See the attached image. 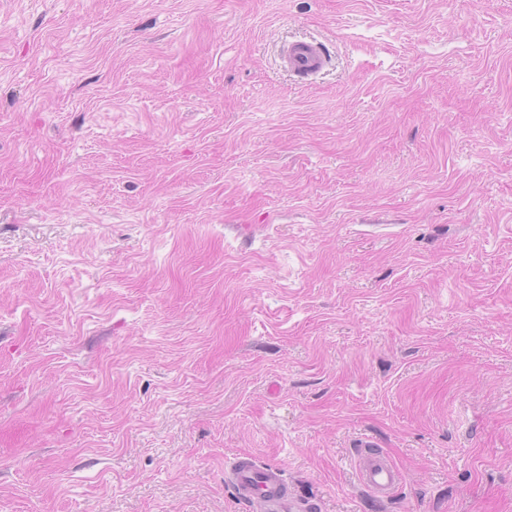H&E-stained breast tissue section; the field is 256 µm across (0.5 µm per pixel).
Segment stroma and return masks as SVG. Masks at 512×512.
I'll return each instance as SVG.
<instances>
[{
  "instance_id": "1",
  "label": "stroma",
  "mask_w": 512,
  "mask_h": 512,
  "mask_svg": "<svg viewBox=\"0 0 512 512\" xmlns=\"http://www.w3.org/2000/svg\"><path fill=\"white\" fill-rule=\"evenodd\" d=\"M237 454L512 512V0H0V512H250ZM284 67L302 81L316 76L328 66L324 45L316 40H296L283 48ZM358 478L364 489L383 500L400 485V470L380 452L361 450L356 462Z\"/></svg>"
}]
</instances>
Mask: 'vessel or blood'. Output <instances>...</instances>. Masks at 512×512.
<instances>
[{
    "mask_svg": "<svg viewBox=\"0 0 512 512\" xmlns=\"http://www.w3.org/2000/svg\"><path fill=\"white\" fill-rule=\"evenodd\" d=\"M282 61L289 72L303 81L328 65L324 46L316 40L289 42L283 49ZM356 467L361 485L380 500L388 498L402 481L400 470L380 452H360ZM225 475L238 498L248 503L253 512H305L294 488L275 464L259 462L249 454L237 455L227 461Z\"/></svg>",
    "mask_w": 512,
    "mask_h": 512,
    "instance_id": "1",
    "label": "vessel or blood"
}]
</instances>
